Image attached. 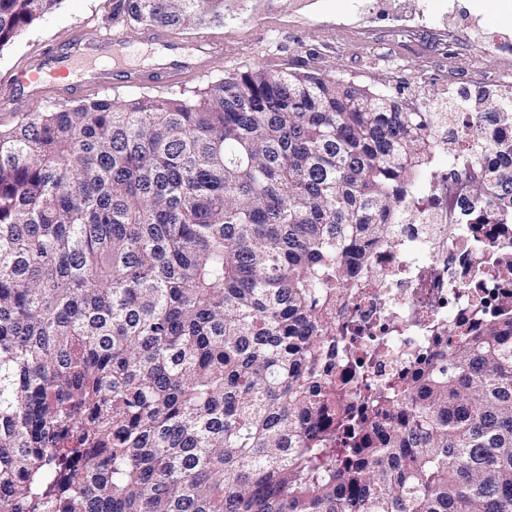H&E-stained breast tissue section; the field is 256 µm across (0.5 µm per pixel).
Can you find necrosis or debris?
<instances>
[{
	"mask_svg": "<svg viewBox=\"0 0 512 512\" xmlns=\"http://www.w3.org/2000/svg\"><path fill=\"white\" fill-rule=\"evenodd\" d=\"M477 118L449 113L451 136L432 143L433 152L447 155V168L431 171L426 192L406 199L409 221L395 225L393 246L378 247L370 274L355 280L344 314L383 337L385 348L374 356L378 379L410 372L415 356L435 351L442 325L479 330L512 296V223L461 219L474 163L494 165L497 144L512 140V116L474 137Z\"/></svg>",
	"mask_w": 512,
	"mask_h": 512,
	"instance_id": "necrosis-or-debris-1",
	"label": "necrosis or debris"
}]
</instances>
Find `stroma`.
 Returning <instances> with one entry per match:
<instances>
[{"label":"stroma","mask_w":512,"mask_h":512,"mask_svg":"<svg viewBox=\"0 0 512 512\" xmlns=\"http://www.w3.org/2000/svg\"><path fill=\"white\" fill-rule=\"evenodd\" d=\"M429 5L433 18L424 21L409 9L396 14L384 0H363L357 12L352 0H249L241 20L205 31L226 44L224 54L211 56L194 48L199 29L161 28L156 38L144 40L140 29L113 20L112 0H62L55 12L0 49V129L23 114L88 99L197 91L257 65L326 71L406 105L438 106L476 93L492 98L482 77L498 69L501 56H512V0H429ZM120 30L128 37L129 82L106 90L79 76V92L69 93L66 80L58 78L34 95L14 86L17 72L35 67L45 46L55 44L79 57L92 42ZM488 31L502 38L494 52L485 54L481 41ZM173 43L184 49L176 66L182 79L169 86L145 80V73L155 69L147 54Z\"/></svg>","instance_id":"stroma-1"}]
</instances>
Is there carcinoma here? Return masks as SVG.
<instances>
[{"label":"carcinoma","instance_id":"cac0c4a2","mask_svg":"<svg viewBox=\"0 0 512 512\" xmlns=\"http://www.w3.org/2000/svg\"><path fill=\"white\" fill-rule=\"evenodd\" d=\"M61 3L0 0V49ZM436 120L258 65L0 129V512H512V298L379 384L339 319ZM476 169L512 222V162Z\"/></svg>","mask_w":512,"mask_h":512}]
</instances>
